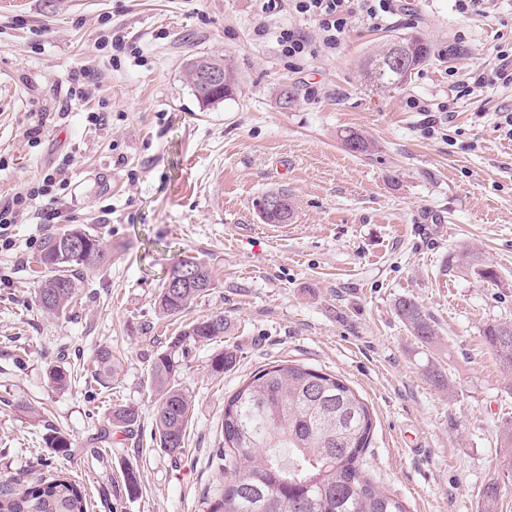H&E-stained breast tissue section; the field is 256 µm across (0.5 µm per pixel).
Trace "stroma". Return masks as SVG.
I'll return each mask as SVG.
<instances>
[{
    "label": "stroma",
    "instance_id": "1",
    "mask_svg": "<svg viewBox=\"0 0 512 512\" xmlns=\"http://www.w3.org/2000/svg\"><path fill=\"white\" fill-rule=\"evenodd\" d=\"M0 0V199L69 158L58 219L0 231V490L64 471L87 489L89 512H208L223 481L215 448L224 402L258 370L299 363L337 376L368 406L362 463L407 512H483V486L507 467L500 432L512 391L483 330L512 322V130L501 114L512 87L459 85L512 49V0H399L398 21L350 19L333 52L293 60L288 28L318 40L292 0ZM415 34L438 56L406 82L381 78L382 56ZM123 48H112L111 39ZM462 48L446 59L449 45ZM231 59L237 88L208 107L187 60ZM94 81L70 99L72 78ZM298 95L288 108L284 86ZM105 111L91 129L87 114ZM355 130L372 151H349ZM287 189L286 224L257 204ZM92 228L108 253L74 309L37 306L41 244L69 225ZM474 252L490 282L461 261ZM193 256L214 276L208 295L160 317L170 265ZM415 300L439 334L421 345L395 301ZM221 312L227 336L191 344L179 380L194 397L181 453L152 439L150 360L185 324ZM111 347L123 372L103 387L84 371ZM237 352L221 375L210 358ZM71 370L51 385L52 365ZM442 366L451 384L425 376ZM139 409L133 430L112 427L114 405ZM55 430L71 443L55 468L40 459ZM107 433L108 444L97 441ZM139 490L129 494L127 472Z\"/></svg>",
    "mask_w": 512,
    "mask_h": 512
}]
</instances>
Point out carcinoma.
Wrapping results in <instances>:
<instances>
[{"label":"carcinoma","instance_id":"obj_1","mask_svg":"<svg viewBox=\"0 0 512 512\" xmlns=\"http://www.w3.org/2000/svg\"><path fill=\"white\" fill-rule=\"evenodd\" d=\"M411 53L392 64L382 58V75L403 83L414 70L435 57L431 45L417 35L399 39ZM224 72V91L199 86L201 73ZM193 92H204L213 101L226 100L237 86L231 63L222 55L200 54L187 64ZM346 146L359 153L372 147L362 134L350 130L343 136ZM107 253L99 237L82 225H71L44 239L39 264L47 271L37 296V306L52 315L73 308L80 288L104 266ZM194 264L205 271L203 283L192 288H175L164 278L155 299L163 316L182 312L213 288L207 266L194 257H184L170 270ZM396 312L419 342L438 343L434 321L412 299L402 297ZM230 324L222 313L208 315L174 337L166 350L156 354L150 365V382L156 396L154 433L159 447L180 452L192 416L193 396L178 382L179 353L200 340L226 335ZM484 341L502 367L512 374V323H489ZM236 355L221 351L210 360V372L220 375L235 363ZM121 362L112 349H99L90 373L106 385L119 373ZM111 424L129 429L139 412L128 406L112 408ZM372 418L366 404L341 379L300 364L281 363L261 370L241 385L224 402L220 431L223 444L215 458L229 480L218 489L210 512H407L394 495L380 490L365 474L361 456L368 447ZM55 457L69 454L71 442L55 431L46 441ZM512 481V461L503 479H494L483 490L485 512H495L500 481ZM0 512H88L85 489L63 475L18 490L0 491Z\"/></svg>","mask_w":512,"mask_h":512}]
</instances>
